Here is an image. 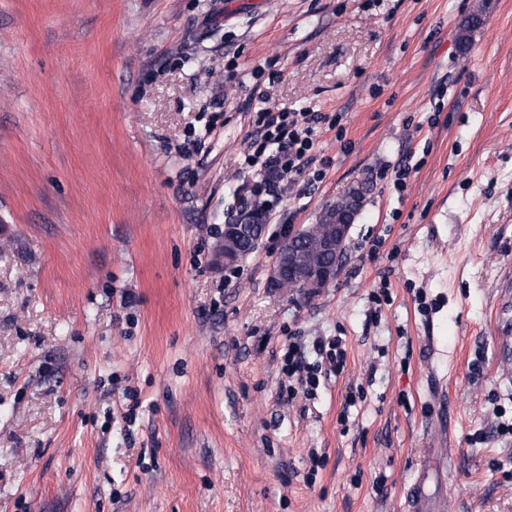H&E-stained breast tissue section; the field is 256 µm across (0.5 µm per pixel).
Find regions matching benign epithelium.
<instances>
[{"label": "benign epithelium", "instance_id": "7a95c632", "mask_svg": "<svg viewBox=\"0 0 512 512\" xmlns=\"http://www.w3.org/2000/svg\"><path fill=\"white\" fill-rule=\"evenodd\" d=\"M351 225L310 224L299 230L288 231V248L280 249L272 269L273 287L283 291L296 290L304 297H313L334 281L344 254ZM255 231L253 224H226L224 237L239 242L251 236ZM302 239L309 243L312 254H307L292 243Z\"/></svg>", "mask_w": 512, "mask_h": 512}]
</instances>
